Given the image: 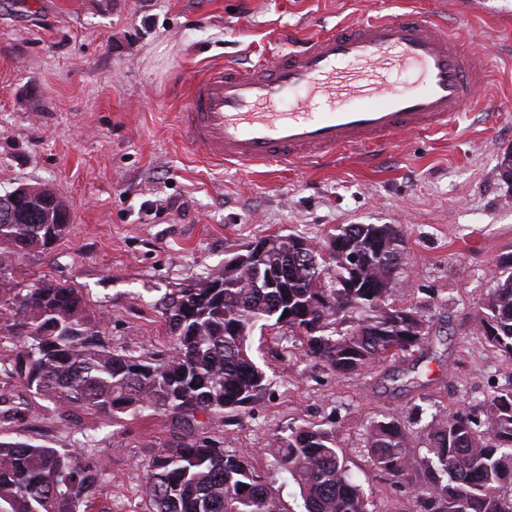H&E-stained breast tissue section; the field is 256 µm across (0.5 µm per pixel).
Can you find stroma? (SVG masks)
Here are the masks:
<instances>
[{
  "label": "stroma",
  "mask_w": 512,
  "mask_h": 512,
  "mask_svg": "<svg viewBox=\"0 0 512 512\" xmlns=\"http://www.w3.org/2000/svg\"><path fill=\"white\" fill-rule=\"evenodd\" d=\"M437 13L464 24L493 56L482 101L448 131L397 139L377 160L342 150L306 168L243 171L205 158L182 134L187 82L205 68L245 64L301 38L381 12ZM512 0H0V195L21 185L60 194L67 233L15 263L12 297L41 280L79 288L117 352L172 349L160 300L217 271L243 245L295 232L323 240L345 224H394L404 239L394 298L429 316L427 346L363 372L334 375L284 356L274 332L254 339L273 381L251 415L214 418L206 436L243 448L291 512L302 501L265 455L274 433L336 422L339 448L373 512H422L417 496L372 465L364 427L389 413L467 406L505 383L475 313L512 253ZM0 394L22 414L0 440L72 448L103 442L107 480L94 512H148L140 462L170 442L169 417L145 411L108 423L72 421L13 378Z\"/></svg>",
  "instance_id": "1"
}]
</instances>
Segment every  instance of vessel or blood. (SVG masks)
I'll return each instance as SVG.
<instances>
[{"label":"vessel or blood","mask_w":512,"mask_h":512,"mask_svg":"<svg viewBox=\"0 0 512 512\" xmlns=\"http://www.w3.org/2000/svg\"><path fill=\"white\" fill-rule=\"evenodd\" d=\"M489 68L442 16L384 14L318 32L271 63L204 70L189 82L179 124L225 164H315L447 129Z\"/></svg>","instance_id":"obj_1"}]
</instances>
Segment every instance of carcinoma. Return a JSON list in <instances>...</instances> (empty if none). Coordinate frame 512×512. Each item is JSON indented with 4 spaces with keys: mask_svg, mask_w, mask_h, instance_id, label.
<instances>
[{
    "mask_svg": "<svg viewBox=\"0 0 512 512\" xmlns=\"http://www.w3.org/2000/svg\"><path fill=\"white\" fill-rule=\"evenodd\" d=\"M14 224H0V288L20 255L46 251L66 232L70 215L49 189H32ZM246 270L224 267L161 300L172 351L163 356L118 353L100 335V321L72 285L43 280L9 303L16 339L12 368L33 395L62 418L76 410L117 419L150 410L170 417L177 439L144 463L149 512H290L252 465L248 449L226 452L198 437L209 419L243 417L271 389L252 353L255 330H288L304 358L336 375L361 371L426 343L429 319L395 303L402 238L394 224H347L321 243L275 233ZM317 258L318 272L303 264ZM356 254L359 263L351 265ZM288 266L274 288H255V268ZM477 312L485 342L497 353L508 384L473 409L405 420L389 414L365 427L375 469L404 480L424 512H512V254ZM425 444L415 459L407 448ZM102 440L83 433L76 448L0 441V512H88L105 473L91 462ZM277 469L299 489L305 512H372L336 441V422H302L276 433L267 448Z\"/></svg>",
    "mask_w": 512,
    "mask_h": 512,
    "instance_id": "1",
    "label": "carcinoma"
}]
</instances>
